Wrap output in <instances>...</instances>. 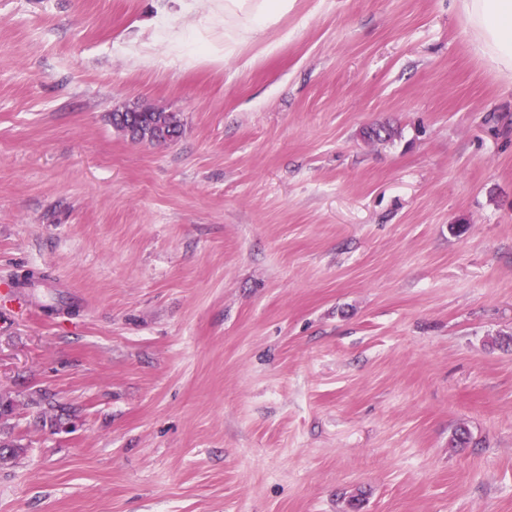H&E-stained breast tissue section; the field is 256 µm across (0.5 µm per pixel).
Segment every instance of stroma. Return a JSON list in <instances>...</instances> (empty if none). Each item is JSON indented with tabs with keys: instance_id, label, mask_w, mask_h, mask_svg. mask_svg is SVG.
<instances>
[{
	"instance_id": "35a3bbf8",
	"label": "stroma",
	"mask_w": 512,
	"mask_h": 512,
	"mask_svg": "<svg viewBox=\"0 0 512 512\" xmlns=\"http://www.w3.org/2000/svg\"><path fill=\"white\" fill-rule=\"evenodd\" d=\"M211 7L0 0V512H512V86L455 0ZM292 0H218L212 16L224 50L246 43L288 13ZM228 25V26H227Z\"/></svg>"
}]
</instances>
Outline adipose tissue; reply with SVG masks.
Here are the masks:
<instances>
[{
	"instance_id": "ef3b65f1",
	"label": "adipose tissue",
	"mask_w": 512,
	"mask_h": 512,
	"mask_svg": "<svg viewBox=\"0 0 512 512\" xmlns=\"http://www.w3.org/2000/svg\"><path fill=\"white\" fill-rule=\"evenodd\" d=\"M291 0H216L212 15L225 49L246 43L287 14ZM475 52L512 84V0H457Z\"/></svg>"
}]
</instances>
